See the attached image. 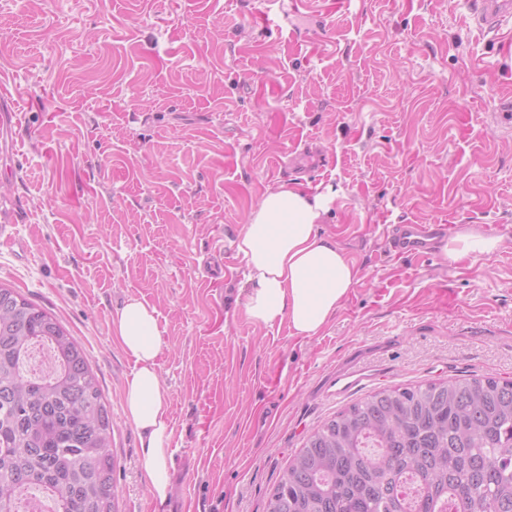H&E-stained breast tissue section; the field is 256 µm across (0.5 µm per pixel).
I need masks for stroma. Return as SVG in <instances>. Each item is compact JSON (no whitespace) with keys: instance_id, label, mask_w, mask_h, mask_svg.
<instances>
[{"instance_id":"35a3bbf8","label":"stroma","mask_w":512,"mask_h":512,"mask_svg":"<svg viewBox=\"0 0 512 512\" xmlns=\"http://www.w3.org/2000/svg\"><path fill=\"white\" fill-rule=\"evenodd\" d=\"M0 284L55 314L112 408L121 512H264L307 435L383 388L512 380V23L468 0H0ZM334 186L321 226L360 280L317 336L244 311L235 240L282 183ZM391 224L501 238L399 257ZM236 269L225 278L223 267ZM130 296L158 312L173 485L158 507L123 411ZM366 377L327 386L347 366ZM471 16L481 30L497 31L512 19L511 0H471ZM501 238L484 236L475 230H466L441 244L440 251L444 258L457 261L464 258L477 259L487 255L501 246Z\"/></svg>"}]
</instances>
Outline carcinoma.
<instances>
[{"label":"carcinoma","mask_w":512,"mask_h":512,"mask_svg":"<svg viewBox=\"0 0 512 512\" xmlns=\"http://www.w3.org/2000/svg\"><path fill=\"white\" fill-rule=\"evenodd\" d=\"M112 412L57 317L0 285V512H120ZM265 512H512V381L378 390L311 432Z\"/></svg>","instance_id":"cac0c4a2"}]
</instances>
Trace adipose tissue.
Segmentation results:
<instances>
[{
  "instance_id": "1",
  "label": "adipose tissue",
  "mask_w": 512,
  "mask_h": 512,
  "mask_svg": "<svg viewBox=\"0 0 512 512\" xmlns=\"http://www.w3.org/2000/svg\"><path fill=\"white\" fill-rule=\"evenodd\" d=\"M336 192L282 184L250 210L235 242L246 268L245 313L256 325L287 322L291 336H316L359 276L354 262L320 225ZM500 239L467 230L440 246L444 258H479ZM112 334L135 363L124 390V412L141 439V460L153 502L163 505L173 480V430L168 391L158 371L162 339L155 307L128 297L112 316Z\"/></svg>"
}]
</instances>
